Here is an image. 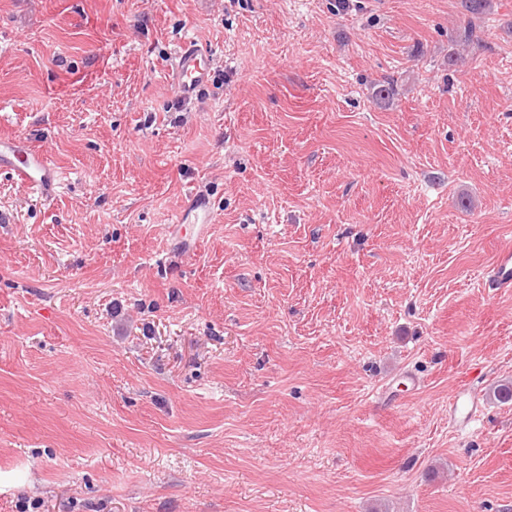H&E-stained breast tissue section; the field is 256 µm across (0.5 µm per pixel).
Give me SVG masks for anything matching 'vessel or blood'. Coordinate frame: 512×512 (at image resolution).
Listing matches in <instances>:
<instances>
[{
    "mask_svg": "<svg viewBox=\"0 0 512 512\" xmlns=\"http://www.w3.org/2000/svg\"><path fill=\"white\" fill-rule=\"evenodd\" d=\"M212 73V51L193 41H186L176 51L173 64V86L184 100L197 96ZM8 168L15 180L32 196L46 199L61 185L64 175L53 167L42 151L21 140H0V168ZM212 207L207 196L190 194L177 215L173 229L180 234L189 250H197L211 221ZM492 288L512 289V247L503 248L489 270ZM449 413L462 430L473 429L483 410L482 396L469 378H462L448 399Z\"/></svg>",
    "mask_w": 512,
    "mask_h": 512,
    "instance_id": "1",
    "label": "vessel or blood"
}]
</instances>
